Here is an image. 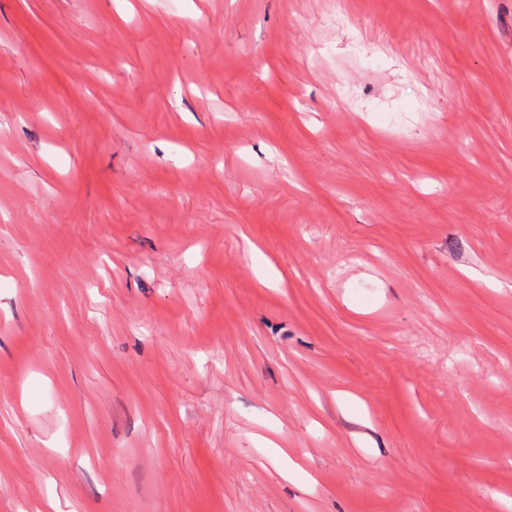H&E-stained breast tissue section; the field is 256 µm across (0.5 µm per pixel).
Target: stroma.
I'll use <instances>...</instances> for the list:
<instances>
[{
    "label": "stroma",
    "instance_id": "35a3bbf8",
    "mask_svg": "<svg viewBox=\"0 0 512 512\" xmlns=\"http://www.w3.org/2000/svg\"><path fill=\"white\" fill-rule=\"evenodd\" d=\"M0 512H512V0H0Z\"/></svg>",
    "mask_w": 512,
    "mask_h": 512
}]
</instances>
